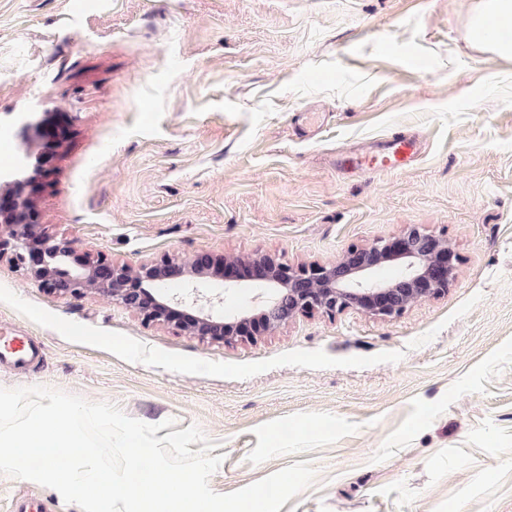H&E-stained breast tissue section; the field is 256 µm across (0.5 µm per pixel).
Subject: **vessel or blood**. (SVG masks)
<instances>
[{"instance_id":"b4317fda","label":"vessel or blood","mask_w":512,"mask_h":512,"mask_svg":"<svg viewBox=\"0 0 512 512\" xmlns=\"http://www.w3.org/2000/svg\"><path fill=\"white\" fill-rule=\"evenodd\" d=\"M423 143L416 136H395L377 145H370L338 154L337 170H356L364 174L383 171L403 172L420 160ZM37 354L30 339L24 336H0V355L24 364Z\"/></svg>"}]
</instances>
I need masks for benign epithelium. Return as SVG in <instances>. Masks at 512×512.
<instances>
[{"instance_id":"benign-epithelium-1","label":"benign epithelium","mask_w":512,"mask_h":512,"mask_svg":"<svg viewBox=\"0 0 512 512\" xmlns=\"http://www.w3.org/2000/svg\"><path fill=\"white\" fill-rule=\"evenodd\" d=\"M29 198L17 196L14 211L0 212V258L12 262L27 278L51 293L106 297L154 323H172L203 339L229 342L263 335L300 313L334 315L356 309L375 317H395L415 302L448 290L455 278L448 240L410 225L395 240H377L355 247L334 261L291 266L266 254L226 256L212 269L195 260L176 263L168 258L136 268L77 252L66 236L35 231ZM397 268L390 279L381 276ZM252 270L255 287L267 299L248 309L228 312L224 293L238 286V268ZM180 278L188 294H168L170 281ZM224 283L215 296L201 293L200 283ZM190 313L175 321L176 307Z\"/></svg>"}]
</instances>
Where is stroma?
I'll return each instance as SVG.
<instances>
[{
  "instance_id": "stroma-1",
  "label": "stroma",
  "mask_w": 512,
  "mask_h": 512,
  "mask_svg": "<svg viewBox=\"0 0 512 512\" xmlns=\"http://www.w3.org/2000/svg\"><path fill=\"white\" fill-rule=\"evenodd\" d=\"M480 0H0V167L42 151L35 222L137 266L266 253L325 263L407 226L448 239L447 292L393 318L296 315L227 343L0 261V332L44 386L197 426L230 493L297 462L280 512H512V59L468 39ZM426 140L400 174L337 151ZM81 512L0 474V512ZM17 364H25L37 355L30 339L25 336H0V354Z\"/></svg>"
}]
</instances>
